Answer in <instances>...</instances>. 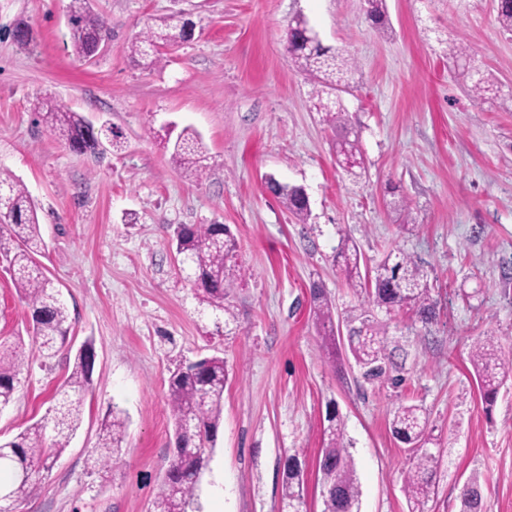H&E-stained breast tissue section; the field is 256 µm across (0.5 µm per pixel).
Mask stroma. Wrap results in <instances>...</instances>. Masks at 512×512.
I'll return each mask as SVG.
<instances>
[{
  "label": "stroma",
  "mask_w": 512,
  "mask_h": 512,
  "mask_svg": "<svg viewBox=\"0 0 512 512\" xmlns=\"http://www.w3.org/2000/svg\"><path fill=\"white\" fill-rule=\"evenodd\" d=\"M70 0H0V172L38 206L39 261L60 291L71 329L51 361L33 359L0 410V441L44 416L84 343L96 355L83 418L69 446L17 512H150L175 452L168 378L209 356L229 380L199 512H281L288 455L305 461L308 512H321L316 459L337 409L360 486V512H408V455L391 434L399 403L427 409L448 452L433 512H457L478 475L488 512H512V375L485 414L469 360L491 338L512 354V36L494 0H386L388 32L366 19V0H90L112 37L90 61L73 51ZM183 11L193 38L154 67L128 46L147 19ZM304 16L324 46L352 58L340 105L359 135L360 177L347 174L322 120L327 94L292 65L289 23ZM25 24L28 44L12 31ZM451 43L469 47L502 84L484 103L448 67ZM121 132L120 153L79 154L46 129L36 94ZM192 127L207 171L188 180L162 148L165 130ZM303 186L300 224L265 179ZM405 199L413 229L387 204ZM228 225L240 275L235 319L179 272L172 232ZM347 233L368 268L399 249L424 262L437 317L377 311L404 364V383L369 384L345 353L328 359L310 302L319 284L337 315L359 306L332 260ZM474 292L463 302L459 290ZM32 336L30 311L0 261V338ZM127 418L109 471L89 466L111 408Z\"/></svg>",
  "instance_id": "1"
}]
</instances>
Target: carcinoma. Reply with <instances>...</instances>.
<instances>
[{
    "label": "carcinoma",
    "mask_w": 512,
    "mask_h": 512,
    "mask_svg": "<svg viewBox=\"0 0 512 512\" xmlns=\"http://www.w3.org/2000/svg\"><path fill=\"white\" fill-rule=\"evenodd\" d=\"M71 42L77 58H94L97 45L111 34L106 20L91 12L87 0H71ZM496 20L499 29L512 35V0H497ZM306 31L305 21L297 18L288 26L286 51L296 67L319 80L327 93L339 92L342 86L334 78L338 67L348 66V59L320 45L300 43ZM190 39L187 23L176 14L159 19L130 42L133 57L155 64L165 51ZM458 76L471 80L470 91L478 100H490L499 93L496 78L489 72H471L464 68ZM43 120L68 148L81 154H97L100 143L114 152L124 142L110 125L94 126L79 112H65L45 94L38 98ZM325 121L336 132L334 150L340 163L352 169L364 163L358 136L350 127L346 112L327 110ZM173 159L186 177L200 180L206 170V148L200 135L186 127L177 136ZM269 191L288 208L300 224L307 223L310 204L301 187L266 180ZM401 217V226L415 225L408 203L401 199L389 203ZM339 243L333 261L340 264L347 283L364 291L368 306L349 312L340 321L347 335L348 351L366 380H376L395 373L392 381H403V364L389 349L385 329L376 320L374 310L395 308L411 310L418 321L427 325L436 317L437 301L432 295L429 273L414 258L391 252L373 270L361 269L360 254L349 237L338 230ZM176 253L188 264L193 283L204 300L224 309L234 317L230 302L232 276L226 262L234 256L237 243L224 224H183L173 234ZM43 248L37 208L24 185L11 176H0V259L8 264L15 288L32 308V345L43 360L56 356L70 332L69 314L58 291L36 255ZM316 325L331 348H336L335 310L323 289L311 291ZM93 348L83 344L77 351L65 384L56 392L51 413L30 425L23 433L3 444L0 469L10 470V480L0 482L10 490L15 503L31 497L43 476L48 474L81 423L91 376ZM30 355L21 342L0 340V406L13 400L28 368ZM477 389L486 415H491L505 374L512 362L502 357L501 348L491 340L478 341L470 352ZM228 371L221 357L204 358L181 364L168 381L169 404L174 421L177 448L152 501L151 512H188L200 475L207 465L206 449L214 447L223 412L224 385ZM323 428L324 444L317 462L321 486L322 512H359L360 488L355 464L344 442V423L338 413L327 414ZM391 433L408 448V467L403 490L408 512H430L434 500L438 470L443 455L437 448L438 438L429 429V415L417 405L399 404L391 419ZM126 419L114 410L100 428L98 448L93 463L109 464L121 450ZM304 469L299 456L292 454L284 466L281 503L288 512H303ZM460 512H485L481 491L460 493Z\"/></svg>",
    "instance_id": "cac0c4a2"
}]
</instances>
